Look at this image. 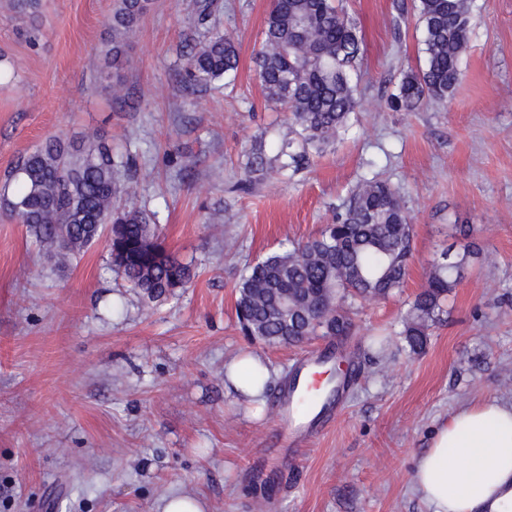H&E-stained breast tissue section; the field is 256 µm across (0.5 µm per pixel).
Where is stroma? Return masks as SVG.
<instances>
[{"instance_id":"35a3bbf8","label":"stroma","mask_w":512,"mask_h":512,"mask_svg":"<svg viewBox=\"0 0 512 512\" xmlns=\"http://www.w3.org/2000/svg\"><path fill=\"white\" fill-rule=\"evenodd\" d=\"M397 0H342L363 39L359 106L333 146L299 169L252 173L256 142L292 138L268 103L254 50L272 0H152L122 73L124 99L96 63L113 0H41L40 38L0 0V187L51 137L97 133L133 183L128 204L160 225L196 275L147 301L97 242L65 266L0 208V512H158L183 494L202 512H432L415 457L460 406L512 403V0H471L461 80L443 101L392 108L424 65L416 15ZM238 67L187 89L183 53L214 32ZM398 188L414 224L401 290L362 304L348 349L362 369L311 436L290 446L277 410L254 414L224 385L240 351L261 355L272 391L329 340L269 345L237 324L245 268L317 235L352 185ZM480 249L448 313L412 353L367 340L402 327L431 264Z\"/></svg>"}]
</instances>
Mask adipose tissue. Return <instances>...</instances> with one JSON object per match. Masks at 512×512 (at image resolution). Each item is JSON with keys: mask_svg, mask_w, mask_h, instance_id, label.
I'll list each match as a JSON object with an SVG mask.
<instances>
[{"mask_svg": "<svg viewBox=\"0 0 512 512\" xmlns=\"http://www.w3.org/2000/svg\"><path fill=\"white\" fill-rule=\"evenodd\" d=\"M226 378L239 398L264 408L270 370L260 356H237L227 364ZM413 481L434 512H512V403L459 408L435 430Z\"/></svg>", "mask_w": 512, "mask_h": 512, "instance_id": "ef3b65f1", "label": "adipose tissue"}]
</instances>
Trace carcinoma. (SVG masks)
Returning <instances> with one entry per match:
<instances>
[{"instance_id":"carcinoma-1","label":"carcinoma","mask_w":512,"mask_h":512,"mask_svg":"<svg viewBox=\"0 0 512 512\" xmlns=\"http://www.w3.org/2000/svg\"><path fill=\"white\" fill-rule=\"evenodd\" d=\"M10 9L35 19L39 0H9ZM150 0H115L112 37L104 65L115 71L139 16ZM423 33L424 67L403 75L397 107L418 108L424 99H445L461 76L469 43L470 0H413ZM362 54L357 23L335 0H272L256 51L268 101L291 112L294 141L274 157L284 171L298 167L308 149L320 150L345 128L358 106L353 72ZM234 41L216 32L187 54L191 89L206 87L237 68ZM127 165L96 136L64 143L49 139L12 171L16 187L0 194V206L27 226L39 245L64 264L105 238L112 267L148 300L175 295L192 278L191 267L166 248L158 225L119 201L131 185L116 179ZM413 224L400 192L371 178L351 190L344 210L315 237L293 242L247 267L235 285L236 317L244 335L269 344H299L322 334L336 338L327 363L348 361L339 351L353 335L357 303L380 300L403 288L412 252ZM467 256L435 264L402 320L399 336L413 353L424 349L429 330L464 276Z\"/></svg>"}]
</instances>
